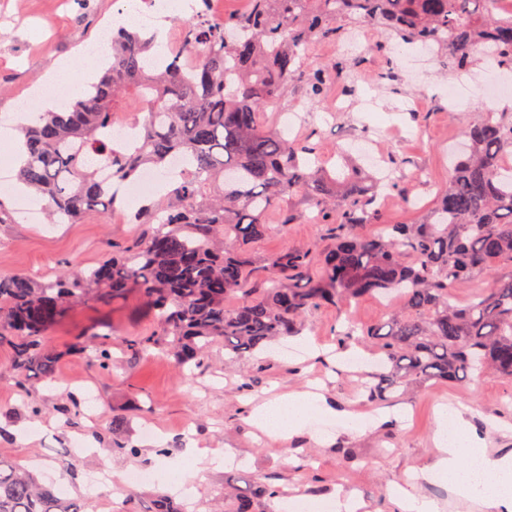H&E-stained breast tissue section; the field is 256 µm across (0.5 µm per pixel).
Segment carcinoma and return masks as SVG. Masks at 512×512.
I'll use <instances>...</instances> for the list:
<instances>
[{
  "instance_id": "cac0c4a2",
  "label": "carcinoma",
  "mask_w": 512,
  "mask_h": 512,
  "mask_svg": "<svg viewBox=\"0 0 512 512\" xmlns=\"http://www.w3.org/2000/svg\"><path fill=\"white\" fill-rule=\"evenodd\" d=\"M496 0H250L247 13L211 19L205 8L176 21L178 48L155 66V43L137 27L112 32L111 62L102 77L79 80L61 112H42L24 125L25 158L16 178L49 204L52 224H80L108 215L119 200L111 183L132 182L145 168L179 177L167 201L142 204L135 224L146 236L80 272L35 281L0 275V347L11 350L16 382L56 379L61 354L42 340L87 300L118 302L135 289L154 328L124 342L130 357L157 352L189 378L205 367L209 349L224 345L235 359L301 334L320 307L344 310L365 296L392 295L399 304L366 327L347 318L343 345L378 354L377 383L367 399L430 381L461 384L487 373L512 379V275L496 277L467 303L456 288L502 266L512 268V118L485 112L464 126L463 146L450 157L448 189L422 224H383L375 207L398 178L338 175L311 139H289L263 121L288 83L312 99L336 82L338 69H314L307 51L339 39L351 26H374L403 42L433 46L441 66L466 71L481 47L498 68L512 69V14ZM135 100L143 119L130 144L112 136L117 114ZM298 198L329 238L284 248L253 286L254 246L296 221L284 204ZM275 212L280 223L269 224ZM378 224L375 233L362 228ZM237 299L233 307L229 298ZM112 370L110 339L81 341ZM282 499L270 482L224 493V512L259 510ZM0 512H86L0 455Z\"/></svg>"
}]
</instances>
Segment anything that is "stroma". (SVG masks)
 Returning <instances> with one entry per match:
<instances>
[{
	"instance_id": "obj_1",
	"label": "stroma",
	"mask_w": 512,
	"mask_h": 512,
	"mask_svg": "<svg viewBox=\"0 0 512 512\" xmlns=\"http://www.w3.org/2000/svg\"><path fill=\"white\" fill-rule=\"evenodd\" d=\"M81 12L78 0H0V114L18 112L29 89L64 61L83 63L90 49L109 44L105 22L120 0H92ZM364 36L369 53L345 65L342 79L323 99H308L301 83L289 84L284 95L270 104L264 119L281 127L289 113L298 122L293 136L312 138L321 157L335 161L338 145L366 137L384 157L403 163L404 185L416 203L407 205L397 193H384L380 213L387 224H419L426 220L448 184V151L461 139L464 123L488 110L512 116V87L499 100L479 92L468 95L467 108L448 105L455 73L432 66L421 79L410 73L418 49L368 28ZM355 87L346 109L324 112L348 87ZM380 99L378 113L361 112L359 98ZM431 187L420 195V184ZM15 209V221L0 224V273L24 272L52 278L66 269L85 268L104 259L112 247L142 236L146 225L132 223L134 203L117 207L112 219H89L83 224H49L45 203L23 198L15 191L0 194ZM296 223L273 234L255 248L256 261L286 247L326 237L328 228L314 223L300 200H293ZM383 301L364 297L351 302L347 312L323 307L309 314L301 335L234 360L223 346L211 349L206 372L186 379L172 359L124 355L122 340L150 331L153 320L137 293L124 300L74 307L55 326L45 342L62 352L57 380L49 384L31 379L19 387L8 365L11 354L0 348V454L20 461L53 482L63 496L82 498L87 512H126L135 497L139 512H152L159 494L179 498L180 492L164 480L162 465L188 460L199 448L223 451L219 467L201 470L188 493L196 512H224V487L245 480L273 482L327 504L334 503L341 483L349 482L368 504V512H399L390 496L394 485H406L412 469L427 465L436 453V413L441 406L464 405L478 429L494 447L512 449V379L491 375L461 385L432 381L416 389L390 394L386 403L371 402L359 394L368 382L372 352L362 349L357 370H347L346 351L340 350L336 330L351 317L371 325L386 317ZM111 332L115 372L99 369L94 350L70 353L78 339ZM314 391L326 400L327 412L312 417L306 428L286 441L262 436L249 418L264 401L293 392ZM79 400L81 418L66 424L62 407ZM399 410L400 420L374 426L385 410ZM358 415V424H346L341 411ZM131 441L139 453L120 448ZM170 447L169 456L159 448ZM107 458L118 485L95 483L99 458ZM150 469L151 481L132 484L124 477Z\"/></svg>"
}]
</instances>
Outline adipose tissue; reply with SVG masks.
<instances>
[{
	"label": "adipose tissue",
	"instance_id": "obj_1",
	"mask_svg": "<svg viewBox=\"0 0 512 512\" xmlns=\"http://www.w3.org/2000/svg\"><path fill=\"white\" fill-rule=\"evenodd\" d=\"M321 400L316 393L295 392L265 403L252 422L269 437L288 440L302 432ZM436 444L437 454L413 473V480L451 485L486 512H512V452L494 453L469 414L454 407L438 412Z\"/></svg>",
	"mask_w": 512,
	"mask_h": 512
}]
</instances>
